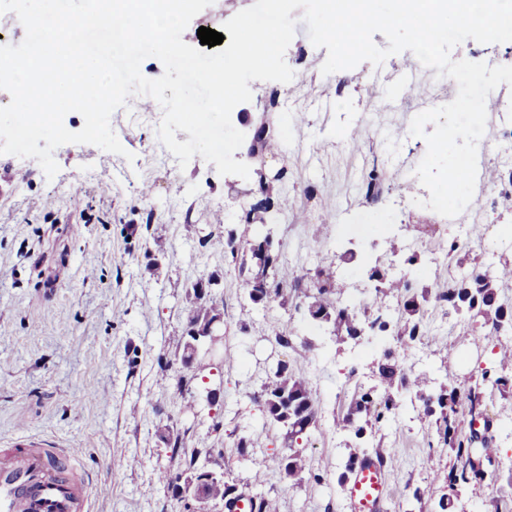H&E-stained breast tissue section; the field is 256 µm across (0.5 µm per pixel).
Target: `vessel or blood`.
<instances>
[{
	"label": "vessel or blood",
	"mask_w": 512,
	"mask_h": 512,
	"mask_svg": "<svg viewBox=\"0 0 512 512\" xmlns=\"http://www.w3.org/2000/svg\"><path fill=\"white\" fill-rule=\"evenodd\" d=\"M79 454L16 436L0 448V512H92L91 486ZM386 456L358 458L349 480L351 512H384L391 495Z\"/></svg>",
	"instance_id": "vessel-or-blood-1"
}]
</instances>
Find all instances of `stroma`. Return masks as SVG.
I'll return each instance as SVG.
<instances>
[{"instance_id":"stroma-1","label":"stroma","mask_w":512,"mask_h":512,"mask_svg":"<svg viewBox=\"0 0 512 512\" xmlns=\"http://www.w3.org/2000/svg\"><path fill=\"white\" fill-rule=\"evenodd\" d=\"M254 2L213 0L184 42L199 45V27L220 30ZM301 15L292 13L285 52L293 80L251 82V101L232 112L245 136L263 128L278 145L235 152L249 178L219 175L198 155L179 167L157 138L152 111L129 107L110 118L125 155L65 144L54 152L59 171L51 179L36 159L0 155V448L22 429L81 449L94 512H226L222 501L201 503L160 482L185 473L194 454L226 483L274 501L277 512H349L338 478L361 453L395 460L385 512H497L512 496L505 465L512 421L504 412L512 407V368L499 366L512 336L490 337L483 317L457 314L437 298L449 278L512 257V208L482 198L452 224L418 207L429 196L415 175L427 143L411 136L410 124L432 104L451 102L456 87L422 67L417 89L394 96L409 51L379 67L363 62L323 75L327 51L311 43ZM357 127L364 139H350ZM373 174L382 190L371 198ZM249 209L256 222L246 220ZM267 235L296 282L256 303L239 268ZM455 242L470 249L471 263L455 264L448 253ZM344 252L350 260L333 262ZM375 266L430 288L422 334L411 344L397 335L404 296L377 290L369 278ZM324 269L338 284L331 301L355 306L360 336L335 337L331 326L302 315ZM200 282L224 302V355H206L209 367L198 373L184 363L183 343ZM378 317L387 332L369 329ZM388 349L402 351L405 372L430 378V392L480 388L498 450L483 480L450 483L455 452L409 394L365 440L341 428L360 393L382 391ZM280 365L316 392L314 421L298 445L304 468L292 477L281 465L285 431L257 400ZM500 376L508 385L497 384ZM166 425L180 448L160 438ZM242 438L249 448H239Z\"/></svg>"}]
</instances>
